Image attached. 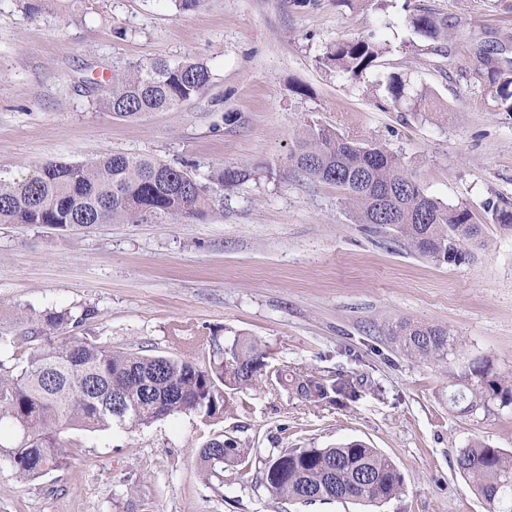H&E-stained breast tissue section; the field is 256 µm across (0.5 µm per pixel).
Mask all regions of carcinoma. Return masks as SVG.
Instances as JSON below:
<instances>
[{
  "label": "carcinoma",
  "mask_w": 512,
  "mask_h": 512,
  "mask_svg": "<svg viewBox=\"0 0 512 512\" xmlns=\"http://www.w3.org/2000/svg\"><path fill=\"white\" fill-rule=\"evenodd\" d=\"M413 29L430 39L448 36V19L422 13L410 16ZM499 41L480 48L483 68L477 76L512 111V60ZM382 50L369 37L341 39L321 59L323 66L357 81L377 67ZM210 82L202 63L153 61L112 73L109 89L97 98L103 112L135 120L149 112L174 110L201 98ZM380 106L407 112H431L427 89L405 74L377 75ZM307 178L343 191L357 224L381 229L390 224L414 252L437 263L461 262L466 245L479 234L472 213L427 194L405 171L400 158L381 145L342 137L330 128L311 126L290 154ZM252 176L237 164L199 177L181 167L142 155L104 154L86 163L58 161L41 165L22 180L0 181V224H49L61 230L96 224H165L202 218L222 197L224 188ZM95 316L82 307L48 309L18 336L0 334V474L36 480L68 470L75 455L62 434L68 429H131L180 413H193L211 431L198 448L207 480L224 483V463L249 465L234 442L212 432L224 417V386H241L267 374V355L254 341L237 338L218 348L209 360L195 357L139 355L115 350L107 342L69 335ZM411 357L442 361L456 347L448 329L404 322L389 329ZM60 340L32 346L38 336ZM467 383L449 398L464 417L489 413L495 404H512V380L486 363L469 368ZM307 401L330 394L351 396L342 381L321 376L288 380ZM454 469L481 497L490 512H512V452L474 441L460 449ZM260 484L272 495L313 503L361 501L380 505L403 486L392 460L364 442L330 448H285L262 463Z\"/></svg>",
  "instance_id": "1"
}]
</instances>
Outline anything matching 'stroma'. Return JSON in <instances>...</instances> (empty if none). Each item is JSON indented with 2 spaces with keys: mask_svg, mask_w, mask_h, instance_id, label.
<instances>
[{
  "mask_svg": "<svg viewBox=\"0 0 512 512\" xmlns=\"http://www.w3.org/2000/svg\"><path fill=\"white\" fill-rule=\"evenodd\" d=\"M423 10L447 17L453 39L415 33L408 18ZM511 34L512 0H52L35 14L0 0V178L105 153L202 176L253 170L200 221L0 224V332L88 306L96 316L77 335L121 351L177 353L178 327L223 347L258 340L271 368L342 378L356 394L314 403L267 377L225 389V438L251 457L362 441L404 478L377 507L274 496L253 467L225 465L209 483L199 422L179 414L66 431L73 467L0 475V512H487L453 460L474 440L512 451V405L462 417L448 397L476 362L512 379V230L487 208L512 209V112L475 79L481 45ZM358 35L380 42V72L410 76L438 111L380 109L374 74L352 83L320 65ZM156 59L206 65L205 95L135 121L97 111L89 79ZM314 123L397 154L425 192L472 212L481 245L440 264L354 223L341 190L288 161ZM404 321L445 327L457 346L438 363L407 357L389 334Z\"/></svg>",
  "mask_w": 512,
  "mask_h": 512,
  "instance_id": "stroma-1",
  "label": "stroma"
}]
</instances>
